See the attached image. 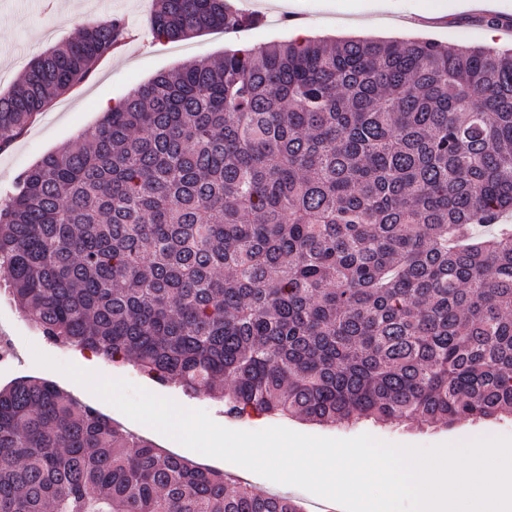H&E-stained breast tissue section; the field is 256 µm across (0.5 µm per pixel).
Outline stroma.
<instances>
[{"mask_svg": "<svg viewBox=\"0 0 512 512\" xmlns=\"http://www.w3.org/2000/svg\"><path fill=\"white\" fill-rule=\"evenodd\" d=\"M243 14L259 15V22L236 34L219 30L205 32L181 41L154 36L151 17L155 0H52L44 8L41 0H0V91L13 86L28 62L48 47L75 38L82 23L95 16H119L127 24L120 44L104 57L93 72L74 88L57 97L5 149L0 150V196L8 194L15 178L42 156L78 142L82 132L96 125L103 103L117 104L133 88L156 74L202 58H217L225 49L245 44L251 47L288 42L293 38L292 19H309L315 39L367 38L373 40L433 39L454 50L462 46L512 48V27L504 38L490 42L485 24L478 20H450L433 29H409L393 22L366 25L354 18L351 8L365 0H233ZM0 332L13 349V356L0 362V386L19 377L52 381L75 398L92 405L123 428L154 442L165 451L236 474L258 489L299 499L306 512H312L316 496L293 486L272 482L238 465L196 453L150 427L136 423L89 390L79 387L57 370L39 365L35 353L59 361L79 364L94 359L98 374L123 378L156 395L176 400L193 409L206 410L218 424L232 429L259 431L281 426L296 432L331 438H352L363 433L378 440L413 447L431 448L454 440L512 438V420L491 419L481 423L460 421L451 426L407 428L376 425L365 421L350 427L339 424H313L296 417L274 419L254 416L247 420L226 421L222 403L201 395L188 398L174 387L162 386L126 362L93 358L91 351L60 348L46 340L27 320L0 296Z\"/></svg>", "mask_w": 512, "mask_h": 512, "instance_id": "35a3bbf8", "label": "stroma"}]
</instances>
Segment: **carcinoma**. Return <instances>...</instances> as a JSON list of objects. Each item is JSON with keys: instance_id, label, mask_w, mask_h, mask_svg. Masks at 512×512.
<instances>
[{"instance_id": "cac0c4a2", "label": "carcinoma", "mask_w": 512, "mask_h": 512, "mask_svg": "<svg viewBox=\"0 0 512 512\" xmlns=\"http://www.w3.org/2000/svg\"><path fill=\"white\" fill-rule=\"evenodd\" d=\"M258 22L156 0L178 41ZM86 20L0 93V147L118 44ZM512 49L311 40L140 85L0 199V271L55 344L224 414L512 417ZM0 512H303L48 380L0 388Z\"/></svg>"}]
</instances>
